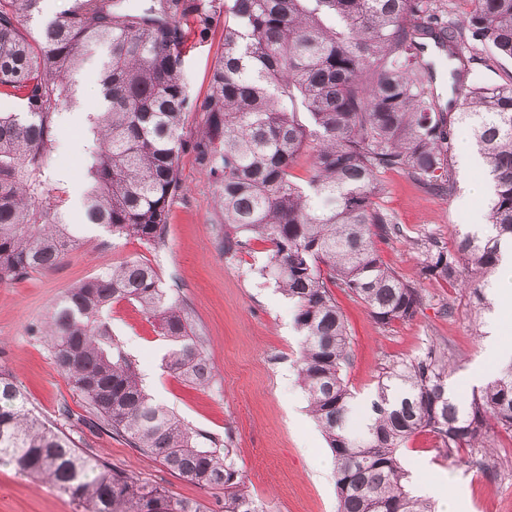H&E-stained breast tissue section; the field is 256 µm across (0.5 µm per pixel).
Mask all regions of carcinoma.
I'll return each instance as SVG.
<instances>
[{
    "label": "carcinoma",
    "instance_id": "1",
    "mask_svg": "<svg viewBox=\"0 0 512 512\" xmlns=\"http://www.w3.org/2000/svg\"><path fill=\"white\" fill-rule=\"evenodd\" d=\"M42 0H0V283L57 266L82 244L68 198L50 165L58 110L77 104L76 76L100 51L99 98L84 113L90 165L84 224L114 239H163L180 190L181 129L204 117L192 145L218 185L224 249L239 235L272 246L268 269L296 307L302 334L299 379L336 463L339 512H434L411 494L400 449L419 431L448 452L484 460L489 422L512 433V364L471 399L448 392L454 361L431 347L378 377L361 434L349 429L353 394L343 377L350 346L331 287L362 302L381 328L415 316L416 285L384 265L373 247L401 233L382 205L383 177L404 172L422 190L450 196L456 126L466 124L494 184L490 230L450 247L413 241L426 276L443 281L480 311L500 246L512 244V80L486 83L479 48L512 59V0H471L457 17L452 0H229L224 51L201 102L184 81L190 38L203 42L211 16L202 0H74L33 37L20 28ZM193 18V31L175 17ZM448 61L459 104H443L428 46ZM312 145L309 174H294ZM138 304L159 321L172 348L167 370L205 385L212 367L187 312L157 270L130 259L67 289L32 327L94 417L93 424L159 461L168 471L224 491V512H264L227 442L197 430L147 392L138 364L112 336V303ZM0 464L41 480L85 512H209L81 450L42 421L0 372Z\"/></svg>",
    "mask_w": 512,
    "mask_h": 512
}]
</instances>
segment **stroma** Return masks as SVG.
I'll use <instances>...</instances> for the list:
<instances>
[{
  "label": "stroma",
  "mask_w": 512,
  "mask_h": 512,
  "mask_svg": "<svg viewBox=\"0 0 512 512\" xmlns=\"http://www.w3.org/2000/svg\"><path fill=\"white\" fill-rule=\"evenodd\" d=\"M216 7L207 42L185 62L192 99L210 92L214 64L224 48V0ZM59 148L51 157L73 201L87 185L84 126L60 124ZM458 188L450 197L427 194L402 172L384 178L382 204L400 224L401 237L378 243L383 262L413 281L423 296L417 314L387 328L376 326L366 307L343 290L333 294L350 338V361L344 378L354 393L358 421H365L379 374L393 363L422 356L430 346L446 349L456 370L448 380L454 394L472 397L495 375L481 361L482 339L496 335L512 344V328H495L494 314L476 320L467 303L443 314L456 294L447 284L425 277L416 238L442 244L455 233L488 224L492 185L478 159L456 155ZM181 189L175 196L162 242L116 240L90 226L85 242L48 271L0 284V371L21 386L43 421L70 432L79 448L112 466L156 482L169 494L220 512L224 493L172 474L123 440L89 428L87 409L68 384L42 341L30 335L31 324L44 321L59 296L74 284L127 259L148 262L186 307L192 328L205 345L212 366L209 385L197 386L167 372L168 344L156 322L134 303H114L109 313L114 336L138 363L145 388L157 402L190 426L231 444L254 497L268 512H338L334 458L308 410L298 368L302 337L294 306L278 291L265 267L269 243L240 237L224 249V224L214 180L193 151L179 159ZM68 404L71 420L58 417ZM466 452L448 453L440 439L423 431L411 438L402 460L416 494L443 508L455 497L456 512H512V472L472 475L464 467ZM0 512H84L52 486L0 466Z\"/></svg>",
  "instance_id": "stroma-1"
}]
</instances>
